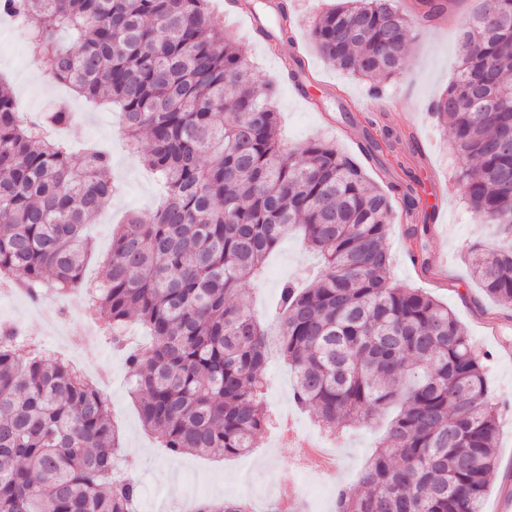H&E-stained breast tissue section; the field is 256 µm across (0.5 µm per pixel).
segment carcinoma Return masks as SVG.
I'll return each mask as SVG.
<instances>
[{
  "label": "carcinoma",
  "instance_id": "obj_1",
  "mask_svg": "<svg viewBox=\"0 0 512 512\" xmlns=\"http://www.w3.org/2000/svg\"><path fill=\"white\" fill-rule=\"evenodd\" d=\"M418 2L426 21L446 6ZM1 13L26 29L57 80L120 108L129 147L148 138L142 163L166 186L154 213L126 217L89 294L112 347L124 349L132 316L151 337L126 354L143 426L174 454L257 447L269 332L245 284L299 231L323 265L306 287L280 289L275 331L295 371L294 402L337 434L397 409L363 491L339 487L336 512H482L498 437L484 354L448 306L393 285L390 202L363 167L323 139L283 148L273 82L251 76L210 0H0ZM274 23L267 37L291 40L281 3ZM414 25L397 0H346L318 16L312 37L376 90L406 68ZM508 40L512 0H481L456 79L431 110L451 128L467 206L512 238ZM287 69L304 87L302 57ZM71 120L60 102L25 122L0 83V282L31 293L49 276L62 292L86 289L82 229L119 191L109 153L89 145L76 164L67 141L43 133ZM471 272L512 308V244L475 253ZM118 448L100 389L1 329L0 512H130L140 488L112 479Z\"/></svg>",
  "mask_w": 512,
  "mask_h": 512
}]
</instances>
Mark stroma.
I'll return each mask as SVG.
<instances>
[{
    "label": "stroma",
    "mask_w": 512,
    "mask_h": 512,
    "mask_svg": "<svg viewBox=\"0 0 512 512\" xmlns=\"http://www.w3.org/2000/svg\"><path fill=\"white\" fill-rule=\"evenodd\" d=\"M336 2L308 0L292 16L298 44L314 78L315 101L309 104L292 83L281 79V58L268 49L244 16L230 13L225 0H212L218 21L235 38L253 77L276 82L272 103L279 114L278 137L284 146L322 137L336 142L344 154L358 160L362 157L359 146L366 136L377 138L384 130L392 131L390 151L384 153L381 164H367V173L384 188L403 185L409 177H416L421 197L410 215L406 214L400 195L391 197L393 217L385 244L394 256L392 281L427 292L455 313L472 342L488 354V399L492 405H499L501 394L512 392V311L484 295L472 279L467 262L475 246L496 244V227L480 223L464 203L454 176L450 133L438 126L431 114L432 102L455 76L460 37L480 0H450L442 21L417 24L407 69L387 82L379 93L390 103L383 112L355 111V102L372 96L369 82L337 69L319 54L311 39L315 16ZM0 80L7 82L23 112L36 115L49 110L56 101H68L77 119L63 130V138L77 150L86 142H94L112 157L111 174L121 191L85 230L94 245L95 258L87 264L84 278L89 283L99 281V259L110 251L119 219L129 211L154 212L162 201V184L128 149L118 109L93 106L59 83L50 62L32 59L23 35L4 18L0 19ZM437 184L444 187L445 193L441 211L433 215L428 198ZM425 221L434 227V234L409 243L404 235L406 224ZM411 252L427 259L429 270L408 262ZM318 263L317 254L300 238L285 239L269 257L260 278L248 284L256 296L258 313L271 315L281 285L289 280L308 281ZM0 326L19 328L46 353L61 346L59 329L47 326L32 312L30 300L19 294L0 293ZM80 359L109 374L107 403L112 419L121 423V450L113 476H129L138 482L141 495L135 512H181L183 501L189 498L235 500L246 495L253 500V512H270L276 496L291 489L300 498L303 512H335V497L325 492L324 481L297 467L298 448L291 444L269 447L271 431L260 434V448L251 458L242 454H172L159 434L142 427L137 404L130 394L132 378L123 354L100 339L84 346ZM293 381L294 374L286 362L270 360L264 374V383L270 388L262 396L264 408L272 417L281 409L291 410L298 429L313 431L318 426L316 415L312 409L295 405ZM383 429L380 423L360 427L337 440V485L357 487ZM503 498L512 499V414L504 411L499 414L495 467L484 512H495L497 501Z\"/></svg>",
    "instance_id": "stroma-1"
}]
</instances>
